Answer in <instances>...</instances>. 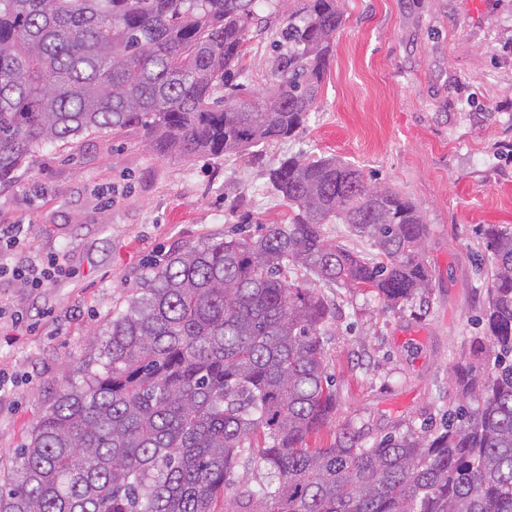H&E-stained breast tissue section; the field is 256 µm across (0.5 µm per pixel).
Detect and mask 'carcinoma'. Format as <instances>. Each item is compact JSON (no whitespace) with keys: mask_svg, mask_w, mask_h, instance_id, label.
Listing matches in <instances>:
<instances>
[{"mask_svg":"<svg viewBox=\"0 0 512 512\" xmlns=\"http://www.w3.org/2000/svg\"><path fill=\"white\" fill-rule=\"evenodd\" d=\"M279 15L269 87L234 80L249 29ZM342 0H0V183L41 148L140 130L185 161L294 136L314 111ZM287 224L171 254L112 314L0 482V512H512V228H481L487 342L451 367L436 426L368 447L336 425L309 277L405 308L432 290L421 207L332 157L267 173ZM348 225L370 252L323 225ZM253 471L240 479L238 467Z\"/></svg>","mask_w":512,"mask_h":512,"instance_id":"1","label":"carcinoma"}]
</instances>
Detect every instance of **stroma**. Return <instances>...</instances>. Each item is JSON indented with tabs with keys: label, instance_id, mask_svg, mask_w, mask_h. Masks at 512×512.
<instances>
[{
	"label": "stroma",
	"instance_id": "obj_1",
	"mask_svg": "<svg viewBox=\"0 0 512 512\" xmlns=\"http://www.w3.org/2000/svg\"><path fill=\"white\" fill-rule=\"evenodd\" d=\"M316 109L295 137L249 154L185 162L146 152L138 131L48 146L0 184V225L22 224L67 274L39 288L0 282V477L38 417L80 383L113 310L183 247L238 225L284 224L266 172L288 155L337 156L423 209L432 292L405 309L317 283L335 318L325 346L337 420L374 441L440 421L448 366L480 336L481 227L512 226V0H344ZM272 32L252 35L242 81L265 87Z\"/></svg>",
	"mask_w": 512,
	"mask_h": 512
}]
</instances>
